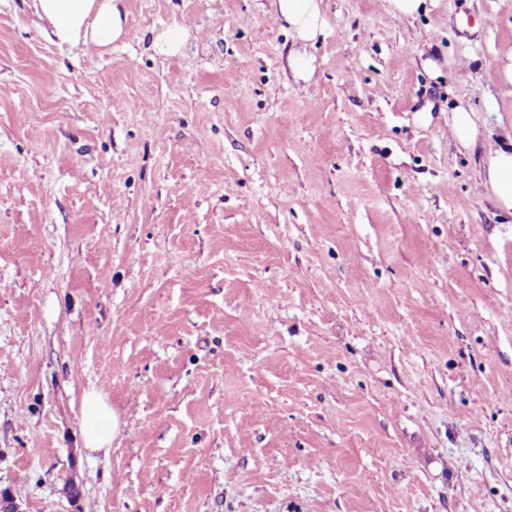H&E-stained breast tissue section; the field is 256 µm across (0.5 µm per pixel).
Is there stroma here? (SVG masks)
<instances>
[{
  "instance_id": "obj_1",
  "label": "stroma",
  "mask_w": 512,
  "mask_h": 512,
  "mask_svg": "<svg viewBox=\"0 0 512 512\" xmlns=\"http://www.w3.org/2000/svg\"><path fill=\"white\" fill-rule=\"evenodd\" d=\"M322 11L305 46L271 0H122L97 47L0 0V491L24 512H512V215L448 138L460 107L512 127V0ZM189 36V30L182 25L164 28L155 38L154 49L157 54L172 57L179 54ZM118 425V417L99 393L85 395L81 425L84 448L108 452Z\"/></svg>"
}]
</instances>
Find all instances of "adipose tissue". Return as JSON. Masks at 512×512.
Returning a JSON list of instances; mask_svg holds the SVG:
<instances>
[{"label":"adipose tissue","instance_id":"ef3b65f1","mask_svg":"<svg viewBox=\"0 0 512 512\" xmlns=\"http://www.w3.org/2000/svg\"><path fill=\"white\" fill-rule=\"evenodd\" d=\"M120 3L121 0H33V7L40 18L51 24L60 43L107 47L125 34ZM272 8L276 18L285 22L298 40L313 41L326 29L321 0H272ZM480 183L490 187L500 210L512 214V133L489 146ZM118 425L116 414L99 393L85 395L81 425L85 448L109 450Z\"/></svg>","mask_w":512,"mask_h":512}]
</instances>
